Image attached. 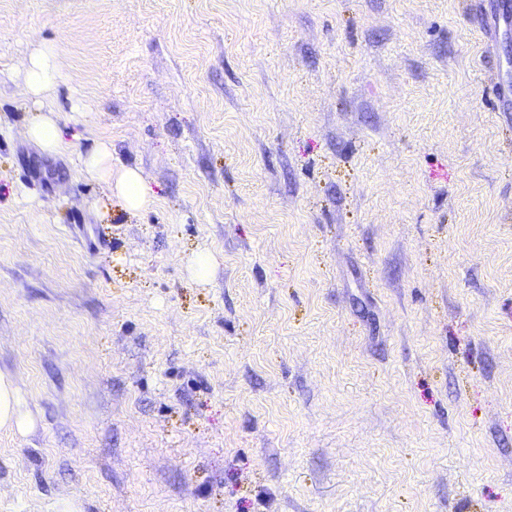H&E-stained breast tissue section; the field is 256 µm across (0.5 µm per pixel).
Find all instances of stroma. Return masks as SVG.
<instances>
[{"instance_id": "1", "label": "stroma", "mask_w": 512, "mask_h": 512, "mask_svg": "<svg viewBox=\"0 0 512 512\" xmlns=\"http://www.w3.org/2000/svg\"><path fill=\"white\" fill-rule=\"evenodd\" d=\"M503 3L0 0V512H512ZM67 45L65 41H58L31 56L24 71V81L27 93L35 104L53 96L56 91L60 80L57 60L66 53ZM28 135L45 153L57 154L68 147L54 112H43L28 126ZM85 172L93 179L108 186L129 211H140L153 200V192L147 181L134 168H125L117 174L112 170V149L98 143L79 158ZM33 424L30 413L22 411L18 392L7 376L0 374V429L25 431Z\"/></svg>"}]
</instances>
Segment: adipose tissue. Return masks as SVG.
Instances as JSON below:
<instances>
[{"label":"adipose tissue","mask_w":512,"mask_h":512,"mask_svg":"<svg viewBox=\"0 0 512 512\" xmlns=\"http://www.w3.org/2000/svg\"><path fill=\"white\" fill-rule=\"evenodd\" d=\"M66 51V42L59 41L37 50L31 56L24 71L30 99L37 102L53 96L60 80L57 61ZM80 164L93 179L106 184L127 210L139 211L152 202V189L136 169L113 172L112 150L108 144H97L81 155Z\"/></svg>","instance_id":"adipose-tissue-1"}]
</instances>
